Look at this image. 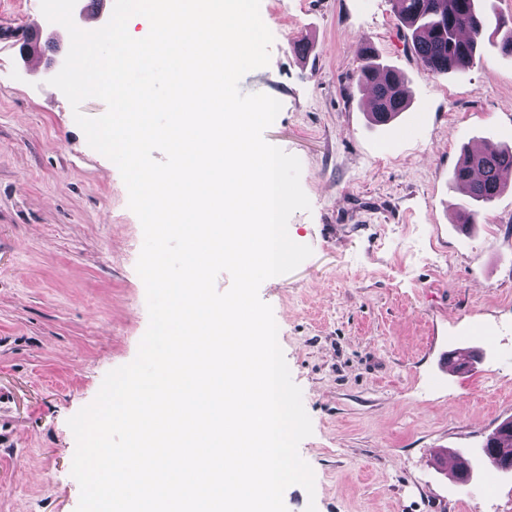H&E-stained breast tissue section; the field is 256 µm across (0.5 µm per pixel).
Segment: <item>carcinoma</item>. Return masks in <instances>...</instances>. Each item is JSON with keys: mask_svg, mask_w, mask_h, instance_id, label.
Listing matches in <instances>:
<instances>
[{"mask_svg": "<svg viewBox=\"0 0 512 512\" xmlns=\"http://www.w3.org/2000/svg\"><path fill=\"white\" fill-rule=\"evenodd\" d=\"M394 9L410 33L414 55L429 73L464 74L474 65L488 31L498 32L501 24L496 13L483 0H393ZM362 66L358 83L367 88L372 81L380 91L381 112H368L372 124L394 118L396 87L405 77L396 69L378 62L366 46L358 50ZM512 169V148L488 143L480 154L467 153L456 168L454 180L468 201L459 208L460 224L479 223L480 210L492 204L503 190L498 172ZM482 455L499 471L512 472V420L497 427L486 439Z\"/></svg>", "mask_w": 512, "mask_h": 512, "instance_id": "cac0c4a2", "label": "carcinoma"}]
</instances>
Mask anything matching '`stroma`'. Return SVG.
I'll return each instance as SVG.
<instances>
[{
	"label": "stroma",
	"instance_id": "stroma-1",
	"mask_svg": "<svg viewBox=\"0 0 512 512\" xmlns=\"http://www.w3.org/2000/svg\"><path fill=\"white\" fill-rule=\"evenodd\" d=\"M260 13L270 63L240 90L281 102L264 138L299 158L311 203L288 221L311 256L259 289L313 427L315 491L287 488L288 512H512V473L480 463L458 485L447 466L512 418V185L465 232L453 182L475 141L512 147V56L489 45L466 75H430L392 0ZM42 17L0 0V512H76L67 421L148 326L142 226L48 82L70 38ZM363 39L414 93L407 137L366 117ZM460 352L465 370L443 368Z\"/></svg>",
	"mask_w": 512,
	"mask_h": 512
}]
</instances>
